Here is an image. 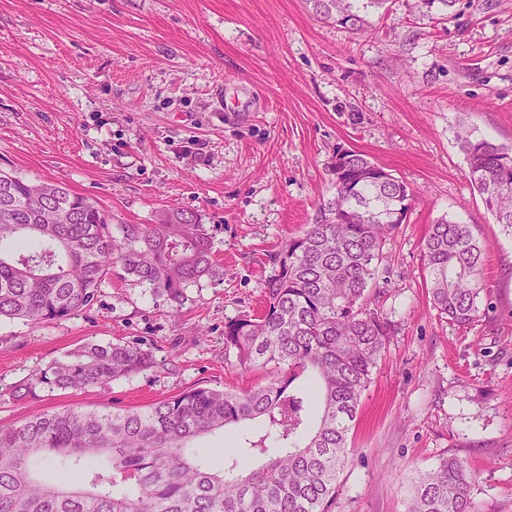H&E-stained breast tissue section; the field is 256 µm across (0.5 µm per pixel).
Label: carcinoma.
Returning a JSON list of instances; mask_svg holds the SVG:
<instances>
[{
	"instance_id": "1",
	"label": "carcinoma",
	"mask_w": 512,
	"mask_h": 512,
	"mask_svg": "<svg viewBox=\"0 0 512 512\" xmlns=\"http://www.w3.org/2000/svg\"><path fill=\"white\" fill-rule=\"evenodd\" d=\"M353 29L386 0H311ZM474 192L512 236V146L465 136ZM331 194L277 253L254 314L224 322V352L244 369L270 368L243 392L196 386L141 409L69 408L0 427V512H331L348 437L378 359L398 323L376 288L387 242L414 191L366 156L340 150ZM487 243L442 219L423 247L425 284L438 315L463 328L480 321ZM178 304L217 273L197 214L176 209L155 224H119L96 201L58 183L0 173V318L31 324L93 305L115 265ZM155 367L135 345H86L23 388L84 389ZM237 428L224 466L203 465L192 443ZM52 459L77 483L47 482ZM465 463L446 457L412 481L406 512H478Z\"/></svg>"
}]
</instances>
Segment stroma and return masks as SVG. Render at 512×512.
Wrapping results in <instances>:
<instances>
[{
  "instance_id": "obj_1",
  "label": "stroma",
  "mask_w": 512,
  "mask_h": 512,
  "mask_svg": "<svg viewBox=\"0 0 512 512\" xmlns=\"http://www.w3.org/2000/svg\"><path fill=\"white\" fill-rule=\"evenodd\" d=\"M354 31L309 0H0V170L65 184L116 224L194 211L220 265L182 303L111 277L77 315L0 319V426L44 411L136 409L196 387L245 390L264 369L224 353L256 312L273 255L311 223L336 152L416 190L379 285L399 326L365 391L333 512H406L414 471L463 460L480 512H512V238L468 178L460 138L512 145V0L368 9ZM488 244L490 310L462 329L423 282L432 224ZM154 368L85 390H15L89 344Z\"/></svg>"
}]
</instances>
